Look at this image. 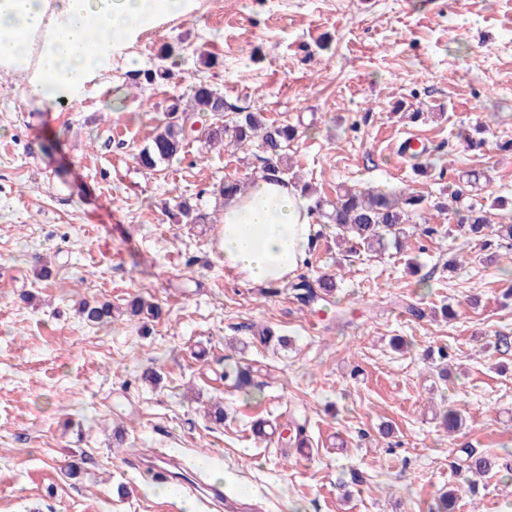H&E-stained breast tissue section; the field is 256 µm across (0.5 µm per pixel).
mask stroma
<instances>
[{
  "label": "stroma",
  "instance_id": "35a3bbf8",
  "mask_svg": "<svg viewBox=\"0 0 512 512\" xmlns=\"http://www.w3.org/2000/svg\"><path fill=\"white\" fill-rule=\"evenodd\" d=\"M201 81L297 127L292 171L316 197L341 185L422 195L403 252L337 246L317 218L301 273L334 275L332 296L243 283L224 265L221 224L171 215L183 201L221 212L219 184L251 179L261 148L193 141L155 171L135 161ZM479 124L487 144L468 150L459 133ZM408 132L429 142L428 173L398 152ZM507 139L512 0H196L72 98L38 100L0 68V512H210L185 481L216 470L253 512H431L464 483L467 448L492 467L456 512H512V349L499 343L512 338V247L478 262L458 214L436 207L458 188L468 204L512 202ZM137 294L161 306L158 322L129 315ZM84 299L111 302L113 321L83 323ZM266 328L288 349L260 343ZM238 361L253 390L225 378ZM148 368L159 381H143ZM217 401L220 424L204 412ZM449 409L463 418L452 434ZM293 417L302 455L253 430ZM160 448L180 466L165 497L142 473Z\"/></svg>",
  "mask_w": 512,
  "mask_h": 512
}]
</instances>
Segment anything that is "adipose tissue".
I'll use <instances>...</instances> for the list:
<instances>
[{"instance_id":"adipose-tissue-1","label":"adipose tissue","mask_w":512,"mask_h":512,"mask_svg":"<svg viewBox=\"0 0 512 512\" xmlns=\"http://www.w3.org/2000/svg\"><path fill=\"white\" fill-rule=\"evenodd\" d=\"M195 0H0V66L17 68L41 98L74 95L104 72L114 53ZM313 244L307 201L288 182L257 179L226 200L224 265L256 285L282 282L303 267Z\"/></svg>"}]
</instances>
